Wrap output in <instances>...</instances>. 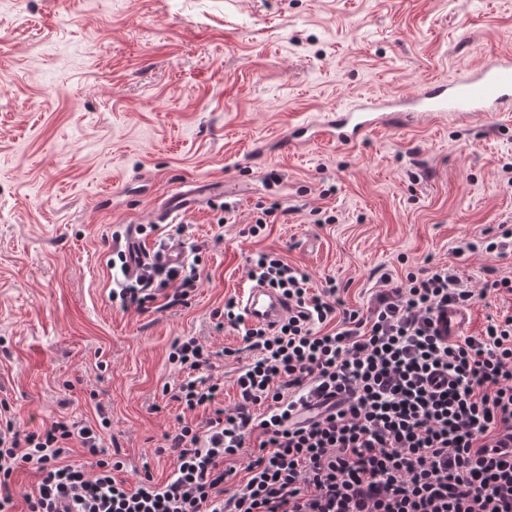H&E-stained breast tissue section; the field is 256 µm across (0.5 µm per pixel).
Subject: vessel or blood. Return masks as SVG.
<instances>
[{
  "mask_svg": "<svg viewBox=\"0 0 512 512\" xmlns=\"http://www.w3.org/2000/svg\"><path fill=\"white\" fill-rule=\"evenodd\" d=\"M412 103L414 112L435 117L449 113L512 112V55H495L462 75L430 85L418 92ZM412 114L400 111L397 101L364 96L350 109L315 124L314 134L317 140L350 146L376 129L406 127ZM209 195L210 188L205 184L173 193L164 199L161 215L166 218L181 214ZM240 303L245 319L252 324L274 325L288 315L287 302L257 284L244 291ZM469 320L468 311L452 307L437 319L436 325L443 333L455 337L466 332Z\"/></svg>",
  "mask_w": 512,
  "mask_h": 512,
  "instance_id": "obj_1",
  "label": "vessel or blood"
}]
</instances>
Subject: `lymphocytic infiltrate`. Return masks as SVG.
I'll return each mask as SVG.
<instances>
[{
    "label": "lymphocytic infiltrate",
    "instance_id": "lymphocytic-infiltrate-1",
    "mask_svg": "<svg viewBox=\"0 0 512 512\" xmlns=\"http://www.w3.org/2000/svg\"><path fill=\"white\" fill-rule=\"evenodd\" d=\"M248 276L288 302L277 327L249 326L239 398L215 407L224 385L214 352L175 339L169 359L185 374L173 398L211 404L201 423L168 436L175 467L116 480L123 461L105 446L110 419L55 421L20 433L0 424V512H14L12 476H38L26 512H512V308L487 315L479 335L450 338L435 325L448 306L512 296V278L480 289L448 266L408 272L367 309L347 308L334 279L311 291L308 273L274 252ZM198 287L186 265L133 274L113 300L146 310L187 305ZM265 406L263 418L253 414ZM243 477L233 489V471Z\"/></svg>",
    "mask_w": 512,
    "mask_h": 512
}]
</instances>
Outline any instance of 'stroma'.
<instances>
[{
  "label": "stroma",
  "instance_id": "35a3bbf8",
  "mask_svg": "<svg viewBox=\"0 0 512 512\" xmlns=\"http://www.w3.org/2000/svg\"><path fill=\"white\" fill-rule=\"evenodd\" d=\"M512 53V0H0V401L17 428L112 419V444L157 483L183 412L168 355L196 337L234 406L243 326L219 312L256 252L335 279L366 307L382 269L448 265L480 287L512 254H457L512 229V112L417 114L352 146L289 142L296 126L364 94L411 96L428 81ZM223 196L160 220L185 183ZM235 211L225 215V204ZM283 214L259 235L261 210ZM333 215L319 224L316 211ZM148 251L199 249L188 305L113 302V238L141 225Z\"/></svg>",
  "mask_w": 512,
  "mask_h": 512
}]
</instances>
